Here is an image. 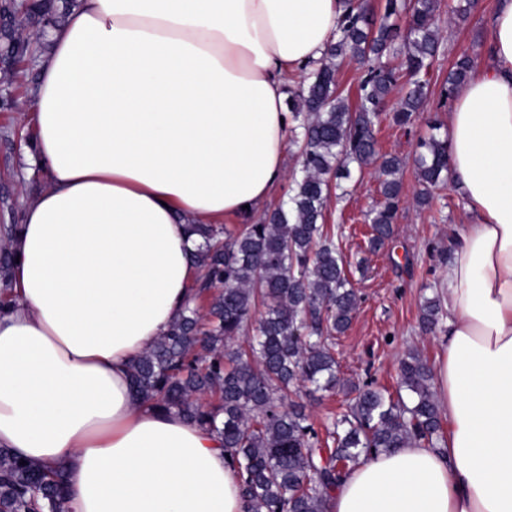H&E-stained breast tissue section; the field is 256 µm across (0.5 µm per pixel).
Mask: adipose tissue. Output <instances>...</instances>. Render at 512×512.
<instances>
[{"label":"adipose tissue","mask_w":512,"mask_h":512,"mask_svg":"<svg viewBox=\"0 0 512 512\" xmlns=\"http://www.w3.org/2000/svg\"><path fill=\"white\" fill-rule=\"evenodd\" d=\"M345 0H81L37 59L15 305L0 316V446L64 468L66 512H244L217 435L134 397L129 368L197 270L190 224L246 223L280 188L288 91ZM453 94L473 223L449 235L444 447L362 457L329 512H512V0Z\"/></svg>","instance_id":"obj_1"}]
</instances>
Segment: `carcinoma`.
Wrapping results in <instances>:
<instances>
[{"label":"carcinoma","mask_w":512,"mask_h":512,"mask_svg":"<svg viewBox=\"0 0 512 512\" xmlns=\"http://www.w3.org/2000/svg\"><path fill=\"white\" fill-rule=\"evenodd\" d=\"M55 0H0V47L24 59L46 48L47 28L57 25ZM438 0H386L377 29L368 4L350 3L339 37L289 100L290 145L296 171L278 205L258 221L228 228L189 224L199 244L191 296L167 331L132 364L138 399L175 412L215 433L240 476L247 512H328L330 494L374 453L424 441H445L432 369L417 352L399 362L395 392L374 381L351 383L347 409L325 427L310 422L299 389L331 392L340 383L336 337L345 333L361 296L349 277L336 231L324 210L350 165L378 164L383 202L370 213V248L394 232L403 203L397 174L404 161L377 151L376 128L391 90L408 88L391 120L411 123L424 111L428 73L441 48ZM400 55V67L390 57ZM358 65V105L350 110L339 88L337 60ZM471 71L459 57L448 71L444 95ZM414 165L429 188L450 172L446 135L419 140ZM15 205L0 224V314L9 308L19 224ZM421 329L441 326V302L422 307ZM242 337L247 346L234 345ZM13 448L0 447V512H62L67 474L44 468Z\"/></svg>","instance_id":"obj_1"}]
</instances>
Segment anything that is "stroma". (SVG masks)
Masks as SVG:
<instances>
[{"label": "stroma", "instance_id": "1", "mask_svg": "<svg viewBox=\"0 0 512 512\" xmlns=\"http://www.w3.org/2000/svg\"><path fill=\"white\" fill-rule=\"evenodd\" d=\"M497 0H479L470 17L449 13L441 31L442 46L428 75L429 109L407 126L384 120L378 130V150L397 155L406 164L400 174L404 203L394 225V234L378 250H370L366 215L383 200L377 167L353 172L347 182L349 195L330 198L326 223L344 228L342 248L350 261V278L362 296L352 323L336 344L340 377L350 383L375 380L394 387L399 360L414 350L435 362L445 336L420 329L422 305L434 294L439 279L436 251L445 247L456 225L471 223L465 198L454 182L433 189L428 204H421V186L413 158L417 143L429 132L430 120L447 124L451 102L442 97L448 71L456 58L468 55L482 62L490 39L489 19ZM29 84L15 81L0 86V100H12L0 108V202L30 200L45 179L22 181L24 147L32 135L22 118L29 106Z\"/></svg>", "mask_w": 512, "mask_h": 512}]
</instances>
